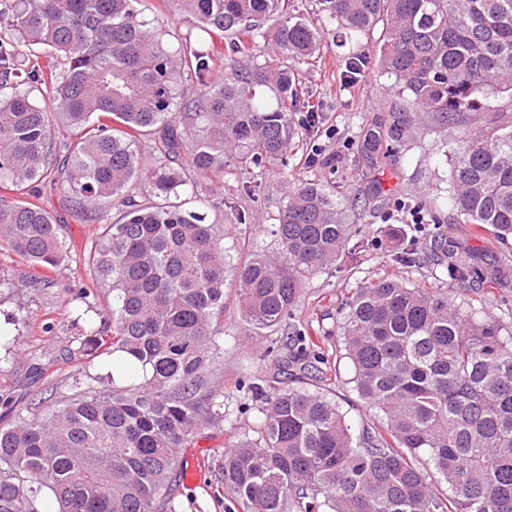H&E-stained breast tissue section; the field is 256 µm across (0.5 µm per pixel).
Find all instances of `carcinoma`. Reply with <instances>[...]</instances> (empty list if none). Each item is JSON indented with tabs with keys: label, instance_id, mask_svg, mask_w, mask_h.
I'll use <instances>...</instances> for the list:
<instances>
[{
	"label": "carcinoma",
	"instance_id": "1",
	"mask_svg": "<svg viewBox=\"0 0 512 512\" xmlns=\"http://www.w3.org/2000/svg\"><path fill=\"white\" fill-rule=\"evenodd\" d=\"M145 2L0 0V249L39 269L68 259L63 226L38 203L40 186H60L66 207L99 225L76 299L110 294L79 346L122 359L102 386L0 426V512H42L46 496L56 512H175L167 478L180 449L199 425L224 422L212 373L228 261L203 180L230 167L250 192L251 169L288 166L296 78L254 49L299 64L316 58L322 33L285 0H174L187 28L169 52ZM316 6L376 41L403 103L360 126L363 199L298 180L272 225L276 250L235 267L241 313L257 328L293 319L306 279L362 232L350 212L386 200L383 158L430 123L446 129L488 97L512 96V0ZM220 33L248 58L221 75ZM141 138L157 154L148 172ZM140 178L156 201L128 193ZM448 180L455 223L512 238V123L466 135ZM394 261L421 255L408 242ZM474 275L467 251L448 254L447 277ZM339 341L377 424L352 426L327 389L329 355L293 330L288 352L248 379L262 403L255 436L224 452V495L241 512H512L511 328L444 290L386 277L342 301Z\"/></svg>",
	"mask_w": 512,
	"mask_h": 512
}]
</instances>
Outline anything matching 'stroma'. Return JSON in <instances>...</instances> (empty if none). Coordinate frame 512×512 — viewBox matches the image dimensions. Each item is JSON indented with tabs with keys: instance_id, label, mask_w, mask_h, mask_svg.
<instances>
[{
	"instance_id": "obj_1",
	"label": "stroma",
	"mask_w": 512,
	"mask_h": 512,
	"mask_svg": "<svg viewBox=\"0 0 512 512\" xmlns=\"http://www.w3.org/2000/svg\"><path fill=\"white\" fill-rule=\"evenodd\" d=\"M294 5L324 32L316 61L293 66L303 95L315 105L319 119L313 126L300 127V143L287 170L263 171L259 192L245 193L241 181L230 175L213 182L212 196L220 205L210 210L209 218L223 226L224 249L235 264L275 250L269 228L286 203L293 178L327 186L346 184L360 191L362 185L355 179L359 125L365 119L388 118L400 100L395 77L381 72L374 62L376 51L370 40L341 43L336 24L318 14L315 0H294ZM352 54L368 59L362 77L354 83L346 73V60ZM510 121L512 99L493 98L485 108L470 113L464 127L422 130L387 159L380 180L398 204L358 216V223L367 228L363 245L347 249L335 266L307 282L296 308L298 328L307 345L335 354L341 301L361 283L386 275L412 287L443 286L456 301L512 325V272L498 283L473 286L436 281L435 268L428 262L406 269L391 261L400 244L410 240L420 252L436 245L447 251L460 248L469 251L479 267L505 264L512 268V242L504 243L478 225L452 222L447 164L465 133ZM60 198L59 190L44 189L40 205L64 226L68 262L47 271L0 253V333L9 337L8 342H0V424L34 404L53 406L71 395L75 384L93 383L112 371L111 356L89 360L77 351L76 339L82 336L85 323L76 319L69 300L86 280L80 259L97 227L78 218ZM415 206L429 216V223H413ZM236 209L245 212L246 223L235 222L232 212ZM286 334L283 328L273 332L249 326L240 312L236 281L227 278L221 324L224 353L214 368L215 380L224 390L225 421L218 427L201 425L192 443L181 450L169 478L177 512H231L219 465L226 445L241 438L258 418L254 402L238 382L265 373L270 362L263 359V351L284 344ZM336 370L332 388L343 412L351 421H370L371 412L349 382L348 361L338 360ZM192 456L205 459L208 467L189 484L184 471Z\"/></svg>"
}]
</instances>
